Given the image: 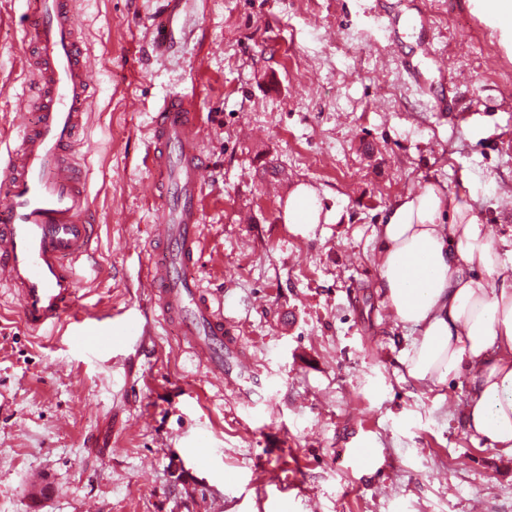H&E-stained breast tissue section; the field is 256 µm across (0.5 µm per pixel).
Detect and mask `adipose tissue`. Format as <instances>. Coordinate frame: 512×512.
Wrapping results in <instances>:
<instances>
[{
	"mask_svg": "<svg viewBox=\"0 0 512 512\" xmlns=\"http://www.w3.org/2000/svg\"><path fill=\"white\" fill-rule=\"evenodd\" d=\"M332 220L309 186L289 195L285 221L301 232ZM374 237L376 288L415 333L408 377L437 384L469 372L466 429L512 456V239L433 183L397 200Z\"/></svg>",
	"mask_w": 512,
	"mask_h": 512,
	"instance_id": "adipose-tissue-1",
	"label": "adipose tissue"
}]
</instances>
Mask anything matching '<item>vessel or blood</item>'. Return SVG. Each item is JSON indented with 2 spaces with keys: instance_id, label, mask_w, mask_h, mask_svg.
Segmentation results:
<instances>
[{
  "instance_id": "b4317fda",
  "label": "vessel or blood",
  "mask_w": 512,
  "mask_h": 512,
  "mask_svg": "<svg viewBox=\"0 0 512 512\" xmlns=\"http://www.w3.org/2000/svg\"><path fill=\"white\" fill-rule=\"evenodd\" d=\"M25 33L32 43L26 68L36 94L35 114L18 147L0 160V281L33 333L64 329L77 347L106 353L129 328L91 321L79 311L80 266L92 248L90 202L72 156L91 115L88 64L79 46L74 0H35ZM147 166L154 187L168 198L150 227L165 252L140 279L151 308L176 326L209 377L237 390L224 371V312L200 286L194 269L204 250L206 162L194 97L173 93L157 106L148 128Z\"/></svg>"
}]
</instances>
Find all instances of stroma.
<instances>
[{
    "instance_id": "obj_1",
    "label": "stroma",
    "mask_w": 512,
    "mask_h": 512,
    "mask_svg": "<svg viewBox=\"0 0 512 512\" xmlns=\"http://www.w3.org/2000/svg\"><path fill=\"white\" fill-rule=\"evenodd\" d=\"M473 3L425 0L431 31L402 25L391 42L379 13L409 0H176L162 55L158 0H76L95 91L73 150L96 226L80 303L142 327L95 358L29 332L0 284V512H512V457L462 422L468 375L404 374L408 332L374 289V227L429 183L512 237V37ZM32 10L0 0L11 146L33 119L20 104ZM426 38L442 63L422 56ZM400 54L420 60L429 96ZM172 92L194 95L201 118L196 275L237 340L224 354L237 399L138 286L162 205L144 140ZM441 96L469 120L436 111ZM301 183L337 222L306 235L285 223Z\"/></svg>"
}]
</instances>
